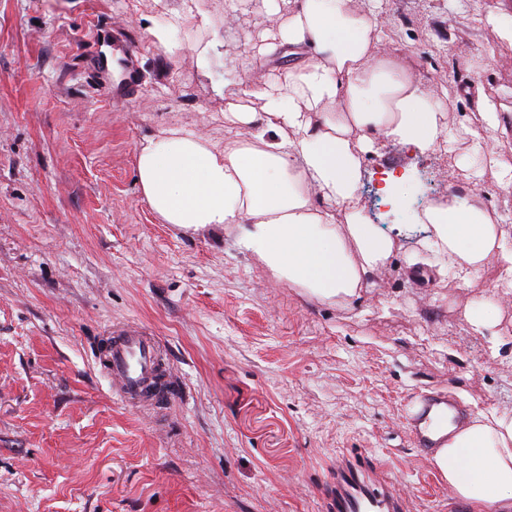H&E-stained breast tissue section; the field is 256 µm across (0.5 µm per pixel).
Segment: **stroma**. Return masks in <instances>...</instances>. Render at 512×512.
I'll return each instance as SVG.
<instances>
[{
    "instance_id": "35a3bbf8",
    "label": "stroma",
    "mask_w": 512,
    "mask_h": 512,
    "mask_svg": "<svg viewBox=\"0 0 512 512\" xmlns=\"http://www.w3.org/2000/svg\"><path fill=\"white\" fill-rule=\"evenodd\" d=\"M375 9L383 44L445 92L444 121L476 117L481 86L503 132L497 180L512 167V44L473 21L499 0H356ZM207 26L172 47L149 30L172 8ZM0 0V512H332L323 491L339 455L362 450L410 512H479L449 497L409 432L410 400L451 392L470 415L512 416V299L496 258L460 284L433 260L425 192L472 188L467 145L427 152L383 142L360 189L382 193L381 156L412 183L401 207L363 212L392 238L359 302H323L275 279L234 229L167 224L145 200L136 161L177 129L223 145L226 84L289 64L252 48L288 17L244 0ZM138 47L142 90L113 88L96 29ZM494 308L475 332L469 306ZM136 322L162 344L175 383L160 409L112 393L98 361L113 327Z\"/></svg>"
}]
</instances>
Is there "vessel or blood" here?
<instances>
[{"instance_id": "vessel-or-blood-1", "label": "vessel or blood", "mask_w": 512, "mask_h": 512, "mask_svg": "<svg viewBox=\"0 0 512 512\" xmlns=\"http://www.w3.org/2000/svg\"><path fill=\"white\" fill-rule=\"evenodd\" d=\"M102 365L112 380V388L130 405L158 403L152 387L161 370L160 345L157 339L137 327L114 332L105 350ZM408 425L422 456L448 443L447 435L435 426L431 412H458L455 400L440 393L421 394L412 402ZM329 499L334 512H405L406 504L391 485L380 479L366 465L361 453L343 457L330 480Z\"/></svg>"}]
</instances>
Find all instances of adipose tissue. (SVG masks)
Masks as SVG:
<instances>
[{
    "label": "adipose tissue",
    "mask_w": 512,
    "mask_h": 512,
    "mask_svg": "<svg viewBox=\"0 0 512 512\" xmlns=\"http://www.w3.org/2000/svg\"><path fill=\"white\" fill-rule=\"evenodd\" d=\"M292 2L265 45L294 63L274 82L242 87L261 112L225 113L240 132L220 148L164 131L141 148L138 179L165 223L237 229L239 246L275 278L322 301H352L393 251L392 239L352 206L363 157L383 140L430 149L447 135L443 104L402 58L372 53L382 40L375 14L356 11L353 0ZM465 93L482 118L463 128L478 164L500 120L481 88ZM416 221L431 227L438 274L467 280L494 256L512 277V227L495 222L475 193L451 194ZM448 430L433 467L460 498L512 512V417L482 415Z\"/></svg>",
    "instance_id": "obj_1"
}]
</instances>
